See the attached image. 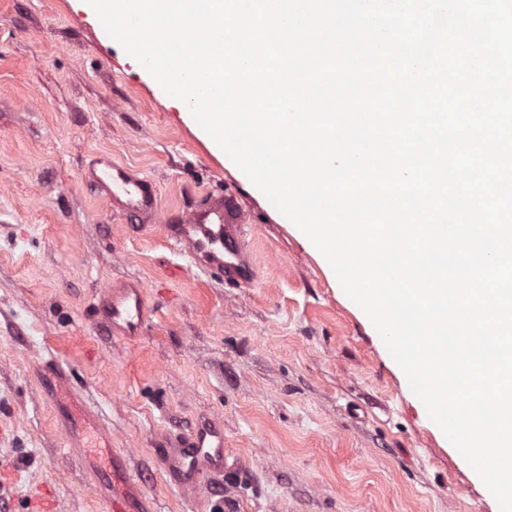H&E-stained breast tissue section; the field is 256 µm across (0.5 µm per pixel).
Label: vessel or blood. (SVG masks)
Returning a JSON list of instances; mask_svg holds the SVG:
<instances>
[{
	"mask_svg": "<svg viewBox=\"0 0 512 512\" xmlns=\"http://www.w3.org/2000/svg\"><path fill=\"white\" fill-rule=\"evenodd\" d=\"M88 178L114 214L137 218L158 209L153 181L133 174L109 155H99ZM247 221L242 201L228 193L191 210L178 223L168 225L167 230L196 266L223 278L225 285L248 288L256 280V267L243 240ZM95 309L113 335L125 339L140 336L147 318L144 286L132 281L107 288ZM41 390L53 404L56 426L67 453L81 458L86 487L104 499L111 512H152L150 501L127 472L123 455L113 448L111 431L57 363L49 360L43 364ZM159 460L174 485L194 494L206 491L224 474L222 421L201 417L187 437L160 449Z\"/></svg>",
	"mask_w": 512,
	"mask_h": 512,
	"instance_id": "1",
	"label": "vessel or blood"
}]
</instances>
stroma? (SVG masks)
I'll list each match as a JSON object with an SVG mask.
<instances>
[{
	"mask_svg": "<svg viewBox=\"0 0 512 512\" xmlns=\"http://www.w3.org/2000/svg\"><path fill=\"white\" fill-rule=\"evenodd\" d=\"M185 110L76 0H0V467L15 482L0 506L107 512L40 393L50 358L99 410L155 512H496L328 265ZM100 153L151 177L154 219L113 214L85 179ZM227 191L248 211L250 288L167 238ZM136 280L148 320L123 340L95 298ZM213 414L235 470L199 497L169 483L159 450Z\"/></svg>",
	"mask_w": 512,
	"mask_h": 512,
	"instance_id": "stroma-1",
	"label": "stroma"
}]
</instances>
